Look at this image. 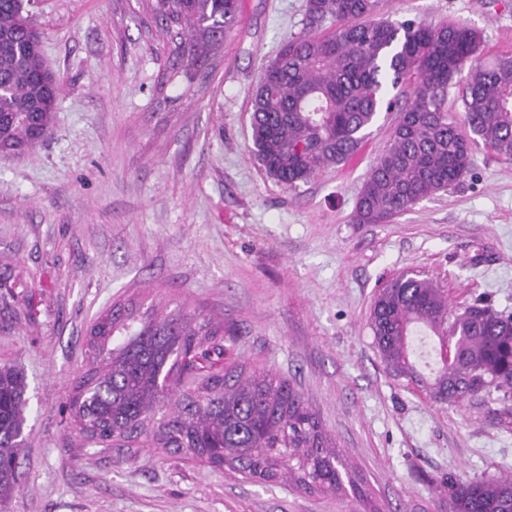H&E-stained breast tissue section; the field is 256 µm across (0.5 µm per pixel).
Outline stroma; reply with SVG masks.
Listing matches in <instances>:
<instances>
[{"instance_id":"stroma-1","label":"stroma","mask_w":512,"mask_h":512,"mask_svg":"<svg viewBox=\"0 0 512 512\" xmlns=\"http://www.w3.org/2000/svg\"><path fill=\"white\" fill-rule=\"evenodd\" d=\"M306 0H243L207 77L161 84L167 55L137 0H24L62 83L54 125L0 157V260L22 285L0 315V363L28 384L21 473L0 512H357L352 497L266 485L140 440L73 431L65 405L87 324L113 302L224 324L238 362L288 378L363 476L381 512H448V482L512 477V400L434 403L391 376L368 327L406 270L454 305L512 312V161L484 148L459 185L386 224L357 196L389 139L381 112L360 154L291 190L255 160L250 92ZM376 17L480 31L512 55V0H377Z\"/></svg>"}]
</instances>
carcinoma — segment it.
Here are the masks:
<instances>
[{
	"label": "carcinoma",
	"mask_w": 512,
	"mask_h": 512,
	"mask_svg": "<svg viewBox=\"0 0 512 512\" xmlns=\"http://www.w3.org/2000/svg\"><path fill=\"white\" fill-rule=\"evenodd\" d=\"M167 39L161 85L187 84L210 69L214 51L236 24L242 0H149ZM374 0H306L302 32L281 45L251 93L250 128L261 167L290 189L363 147L379 112L394 113L354 209L357 224H381L426 197L459 184L481 144L512 161V56L480 57L481 33L372 18ZM338 24L319 34L325 23ZM469 67L462 116L448 110L455 78ZM406 88L384 98L385 85ZM62 85L48 67L43 37L22 0H0V155L31 151L49 133ZM373 345L397 378L425 384L430 399L460 404L512 397V314L481 301L463 308L423 274H402L377 294L368 317ZM429 332L452 356L417 369L416 348ZM224 341L212 318L166 314L141 302H115L85 330L86 365L69 409L87 440L106 447L152 438L175 454L228 466L265 482L287 479L310 493L352 490L370 508L360 480L303 394L269 371L241 365L204 376L186 373L179 356ZM27 381L0 363V502L15 484L25 447ZM167 399L172 413L154 419ZM448 512H512V479L448 484Z\"/></svg>",
	"instance_id": "obj_1"
}]
</instances>
